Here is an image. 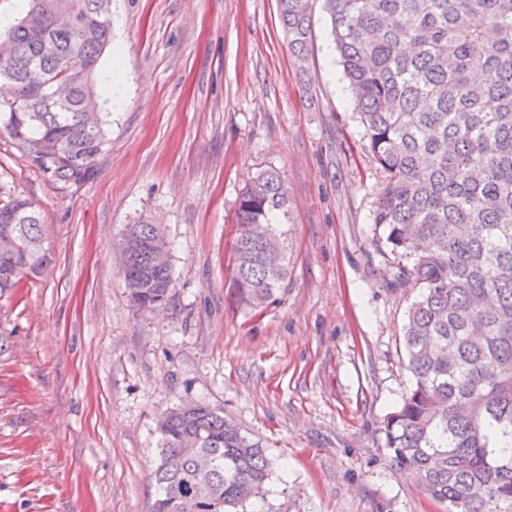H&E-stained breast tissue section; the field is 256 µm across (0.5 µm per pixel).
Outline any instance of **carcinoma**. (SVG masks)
<instances>
[{
    "mask_svg": "<svg viewBox=\"0 0 512 512\" xmlns=\"http://www.w3.org/2000/svg\"><path fill=\"white\" fill-rule=\"evenodd\" d=\"M314 0H278L299 67ZM106 0H32L0 32V134L60 188L89 179L105 145L94 75L112 43ZM353 110L384 182L377 243L394 257L392 288L416 291L404 325L413 384L385 419L391 462L435 505L512 512V0H321ZM35 113L39 119L32 121ZM58 154L43 158L42 144ZM288 190L257 174L237 208L234 275L261 308L288 273ZM44 217L26 198L0 205V295L48 264ZM128 289L138 311L163 304L172 265ZM152 512H261L272 462L208 406L176 409L161 430Z\"/></svg>",
    "mask_w": 512,
    "mask_h": 512,
    "instance_id": "cac0c4a2",
    "label": "carcinoma"
}]
</instances>
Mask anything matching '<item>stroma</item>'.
<instances>
[{
  "mask_svg": "<svg viewBox=\"0 0 512 512\" xmlns=\"http://www.w3.org/2000/svg\"><path fill=\"white\" fill-rule=\"evenodd\" d=\"M125 99L98 85L106 143L62 190L0 135V202L45 218L50 263L0 296V512H151L158 421L207 405L259 439L284 512H444L395 468L384 420L412 384L374 243L382 175L367 149L322 10L305 84L277 0H112ZM276 169L289 192L288 276L240 305L238 197ZM160 224L165 306L137 311L119 274L128 224Z\"/></svg>",
  "mask_w": 512,
  "mask_h": 512,
  "instance_id": "35a3bbf8",
  "label": "stroma"
}]
</instances>
